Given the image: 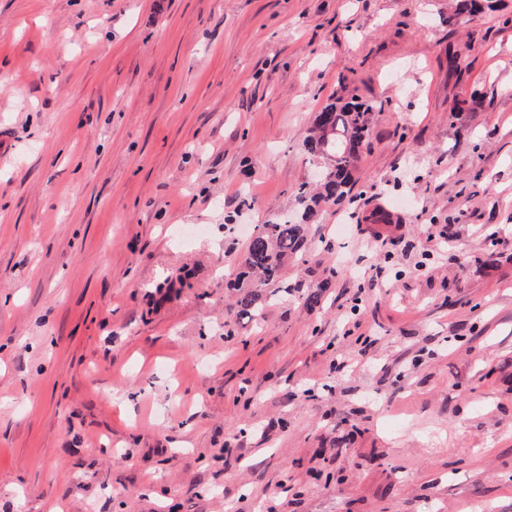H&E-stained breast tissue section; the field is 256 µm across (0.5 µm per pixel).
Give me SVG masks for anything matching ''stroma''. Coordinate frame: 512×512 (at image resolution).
Masks as SVG:
<instances>
[{
    "label": "stroma",
    "mask_w": 512,
    "mask_h": 512,
    "mask_svg": "<svg viewBox=\"0 0 512 512\" xmlns=\"http://www.w3.org/2000/svg\"><path fill=\"white\" fill-rule=\"evenodd\" d=\"M481 3L0 0V512H512V0ZM338 100L369 144L306 220ZM286 219L288 290L241 317ZM305 246V224L283 221L262 224L249 240L248 249L234 279L236 305L243 312L258 316L268 303L262 286L280 281L289 259L302 257Z\"/></svg>",
    "instance_id": "1"
}]
</instances>
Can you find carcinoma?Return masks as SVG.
Listing matches in <instances>:
<instances>
[{
    "mask_svg": "<svg viewBox=\"0 0 512 512\" xmlns=\"http://www.w3.org/2000/svg\"><path fill=\"white\" fill-rule=\"evenodd\" d=\"M372 117V106L353 101L332 103L315 116L305 148L312 157L325 160L324 176L315 194L300 187L299 200L307 215L322 203L336 206L348 196ZM304 246L303 224L261 225L251 236L242 270L234 279L236 305L254 317L259 315L268 303L262 287L279 281L288 260L302 257Z\"/></svg>",
    "mask_w": 512,
    "mask_h": 512,
    "instance_id": "obj_1",
    "label": "carcinoma"
}]
</instances>
